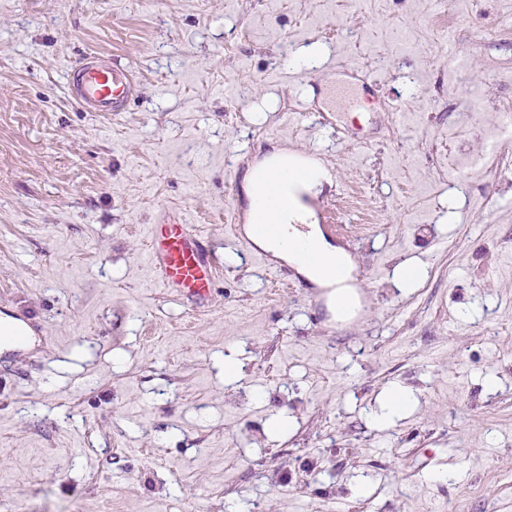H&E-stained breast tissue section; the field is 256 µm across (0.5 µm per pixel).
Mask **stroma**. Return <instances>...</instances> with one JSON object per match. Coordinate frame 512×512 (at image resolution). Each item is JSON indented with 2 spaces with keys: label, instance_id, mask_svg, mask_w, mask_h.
Listing matches in <instances>:
<instances>
[{
  "label": "stroma",
  "instance_id": "35a3bbf8",
  "mask_svg": "<svg viewBox=\"0 0 512 512\" xmlns=\"http://www.w3.org/2000/svg\"><path fill=\"white\" fill-rule=\"evenodd\" d=\"M87 52L128 111L72 100ZM511 97L512 0H0V315L32 328L0 345V512H512V139L481 160ZM278 150L329 175L345 318L228 232ZM170 219L208 306L155 279ZM67 87L87 112H125L136 91L130 71L96 53L85 54L72 67ZM147 247L162 288L198 303L208 299L220 273L203 235L188 224H153ZM414 402L412 391L401 387L392 388L387 391L380 411L374 413V417L381 423L391 422L402 417Z\"/></svg>",
  "mask_w": 512,
  "mask_h": 512
}]
</instances>
